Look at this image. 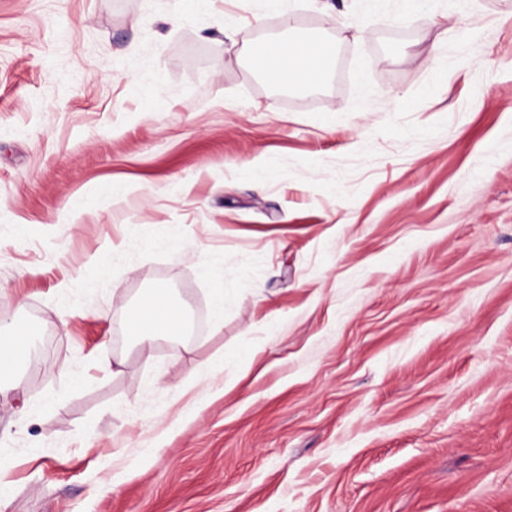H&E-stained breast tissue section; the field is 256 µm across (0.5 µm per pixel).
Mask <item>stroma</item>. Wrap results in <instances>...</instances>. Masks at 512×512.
<instances>
[{"label": "stroma", "instance_id": "1", "mask_svg": "<svg viewBox=\"0 0 512 512\" xmlns=\"http://www.w3.org/2000/svg\"><path fill=\"white\" fill-rule=\"evenodd\" d=\"M164 16L0 0V512H512V0ZM155 288L199 339L129 334ZM252 61L265 69L279 82L301 87L317 80L333 49L324 44L311 42L257 41L250 46ZM29 346L30 336L26 331H13L8 335L0 333V387L2 381L10 378L18 360Z\"/></svg>", "mask_w": 512, "mask_h": 512}]
</instances>
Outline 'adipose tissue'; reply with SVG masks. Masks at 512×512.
<instances>
[{"instance_id":"obj_1","label":"adipose tissue","mask_w":512,"mask_h":512,"mask_svg":"<svg viewBox=\"0 0 512 512\" xmlns=\"http://www.w3.org/2000/svg\"><path fill=\"white\" fill-rule=\"evenodd\" d=\"M249 53L252 61L276 80L300 87L317 80L333 50L327 45L311 42L260 40L251 45ZM127 321L132 333L140 337L168 336L178 340L189 329L184 309L161 289L147 295L137 307L129 310Z\"/></svg>"}]
</instances>
